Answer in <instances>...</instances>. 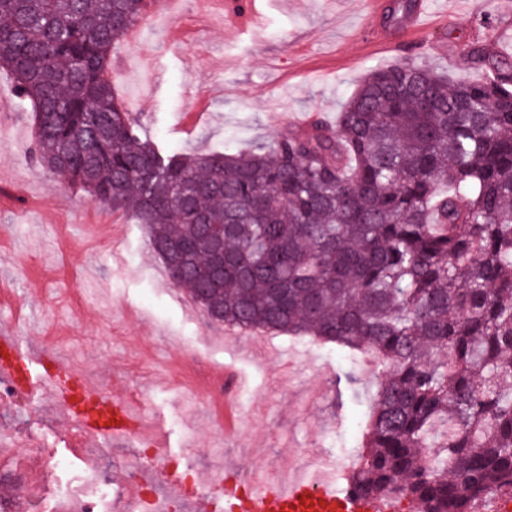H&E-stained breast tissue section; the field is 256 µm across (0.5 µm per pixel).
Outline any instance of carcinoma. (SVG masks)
<instances>
[{"label": "carcinoma", "mask_w": 512, "mask_h": 512, "mask_svg": "<svg viewBox=\"0 0 512 512\" xmlns=\"http://www.w3.org/2000/svg\"><path fill=\"white\" fill-rule=\"evenodd\" d=\"M151 0H0V70L30 105L29 156L191 243L174 285L210 319L372 360L347 490L409 512L512 494V70L372 69L336 124L234 153L144 139L112 51Z\"/></svg>", "instance_id": "1"}]
</instances>
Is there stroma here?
I'll return each mask as SVG.
<instances>
[{"label": "stroma", "mask_w": 512, "mask_h": 512, "mask_svg": "<svg viewBox=\"0 0 512 512\" xmlns=\"http://www.w3.org/2000/svg\"><path fill=\"white\" fill-rule=\"evenodd\" d=\"M431 25L420 35L377 45L369 0H255L256 16L215 23L200 0L146 30L137 45L119 44L112 69L144 136L168 147L204 151L248 148L315 118L335 120L347 96L377 66L414 61L454 78L481 81L469 51L497 45L512 58V17L503 0H428ZM32 112L0 71V282L15 303L0 321L18 318V339L67 356L71 367L105 392L130 401L168 449L180 472L207 474L217 494L225 466L250 477L257 468L308 467L328 459L351 467L357 426L375 378L354 369L335 345L266 334L230 339L170 281L147 245L143 225L48 174L28 148ZM231 367L238 436L221 446L224 403L205 390L211 372ZM353 381H345L346 373ZM0 499L12 512L28 500L42 512H83V499L55 498L54 485L98 468L87 439L63 424L47 386L0 410ZM116 459L115 491L129 490L128 463L154 479L166 512H200L201 498L174 495L131 438L105 443ZM73 462L69 473L54 457Z\"/></svg>", "instance_id": "obj_1"}]
</instances>
